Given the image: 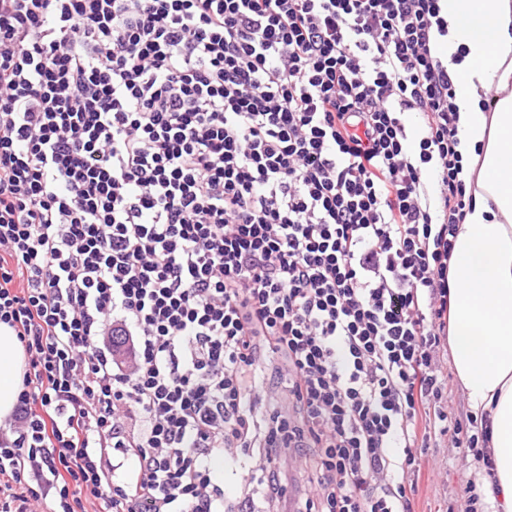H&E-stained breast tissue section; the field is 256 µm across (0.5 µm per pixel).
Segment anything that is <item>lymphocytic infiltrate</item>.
<instances>
[{
  "label": "lymphocytic infiltrate",
  "instance_id": "lymphocytic-infiltrate-1",
  "mask_svg": "<svg viewBox=\"0 0 512 512\" xmlns=\"http://www.w3.org/2000/svg\"><path fill=\"white\" fill-rule=\"evenodd\" d=\"M440 3L0 0V512H277L295 465L300 512H415L433 436L485 445L434 362L471 204ZM24 368V350L14 331L0 324V420L7 418L16 404ZM214 480L224 486V495L227 498H235L239 495L238 473L239 463L224 462V459H215L211 463ZM237 470V474H236Z\"/></svg>",
  "mask_w": 512,
  "mask_h": 512
}]
</instances>
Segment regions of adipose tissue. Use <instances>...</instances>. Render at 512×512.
<instances>
[{
	"instance_id": "ef3b65f1",
	"label": "adipose tissue",
	"mask_w": 512,
	"mask_h": 512,
	"mask_svg": "<svg viewBox=\"0 0 512 512\" xmlns=\"http://www.w3.org/2000/svg\"><path fill=\"white\" fill-rule=\"evenodd\" d=\"M460 92L457 151L473 198L450 257L453 360L488 442L473 474L492 512H512V0H442ZM493 90V111L482 109ZM24 350L0 324V420L17 401Z\"/></svg>"
}]
</instances>
